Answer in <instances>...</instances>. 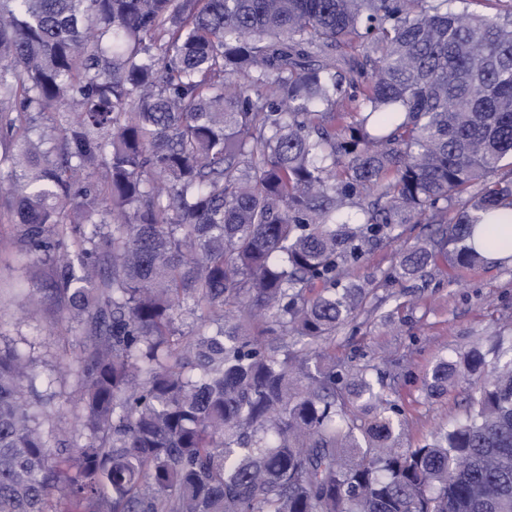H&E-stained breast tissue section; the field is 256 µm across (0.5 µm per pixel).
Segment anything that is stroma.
<instances>
[{
	"instance_id": "stroma-1",
	"label": "stroma",
	"mask_w": 512,
	"mask_h": 512,
	"mask_svg": "<svg viewBox=\"0 0 512 512\" xmlns=\"http://www.w3.org/2000/svg\"><path fill=\"white\" fill-rule=\"evenodd\" d=\"M427 232L423 224L405 225L398 241L363 258L353 270L354 279L381 278L400 247ZM49 282L48 269L27 255L0 196V346L29 355L32 392L49 401L41 428L59 448L75 428V390L85 338L82 326L66 322L53 300H46L37 315H29L30 296L43 293ZM499 337L512 341V265H443L425 285L374 289L357 319L325 344L324 359L342 366L370 364L383 374L386 391L405 411L399 444L408 448L455 424L465 398L474 391L470 381L461 378L447 395L431 399L423 390L424 376L440 360L455 359L477 344L490 348Z\"/></svg>"
}]
</instances>
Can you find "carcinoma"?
<instances>
[{
  "label": "carcinoma",
  "instance_id": "cac0c4a2",
  "mask_svg": "<svg viewBox=\"0 0 512 512\" xmlns=\"http://www.w3.org/2000/svg\"><path fill=\"white\" fill-rule=\"evenodd\" d=\"M470 3L0 0V184L86 335L72 449L0 348V512H512V345L434 366L479 387L414 448L315 363L367 251L432 225L379 285L425 282L512 207V7Z\"/></svg>",
  "mask_w": 512,
  "mask_h": 512
}]
</instances>
